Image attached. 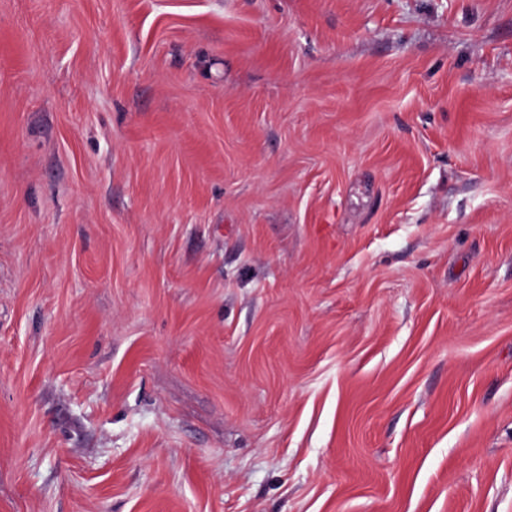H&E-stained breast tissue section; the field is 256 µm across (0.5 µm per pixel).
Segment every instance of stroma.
<instances>
[{"label": "stroma", "instance_id": "stroma-1", "mask_svg": "<svg viewBox=\"0 0 512 512\" xmlns=\"http://www.w3.org/2000/svg\"><path fill=\"white\" fill-rule=\"evenodd\" d=\"M0 512H512V0H0Z\"/></svg>", "mask_w": 512, "mask_h": 512}]
</instances>
